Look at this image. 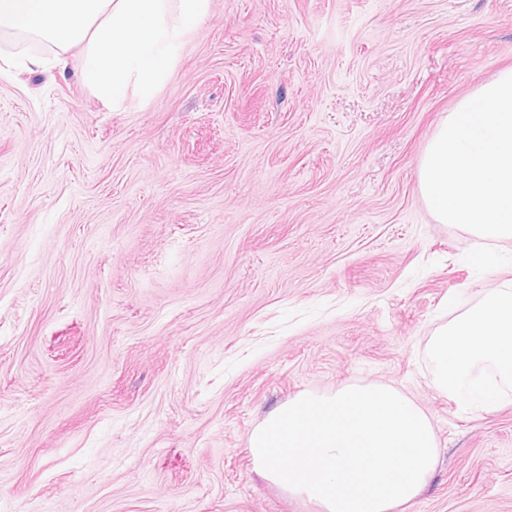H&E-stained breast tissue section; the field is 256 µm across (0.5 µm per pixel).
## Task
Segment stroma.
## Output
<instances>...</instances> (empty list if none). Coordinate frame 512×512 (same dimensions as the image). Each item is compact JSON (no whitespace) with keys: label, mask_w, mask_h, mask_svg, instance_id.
<instances>
[{"label":"stroma","mask_w":512,"mask_h":512,"mask_svg":"<svg viewBox=\"0 0 512 512\" xmlns=\"http://www.w3.org/2000/svg\"><path fill=\"white\" fill-rule=\"evenodd\" d=\"M52 57L0 39V512H321L249 439L347 385L432 422L395 512H512V405L464 411L424 353L512 282V238L419 189L439 124L512 67V0H211L120 111Z\"/></svg>","instance_id":"stroma-1"}]
</instances>
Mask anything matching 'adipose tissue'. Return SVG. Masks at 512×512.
Listing matches in <instances>:
<instances>
[{"label":"adipose tissue","mask_w":512,"mask_h":512,"mask_svg":"<svg viewBox=\"0 0 512 512\" xmlns=\"http://www.w3.org/2000/svg\"><path fill=\"white\" fill-rule=\"evenodd\" d=\"M426 355L432 384L465 410L491 414L512 404V287L494 288L458 320L438 327Z\"/></svg>","instance_id":"adipose-tissue-1"}]
</instances>
